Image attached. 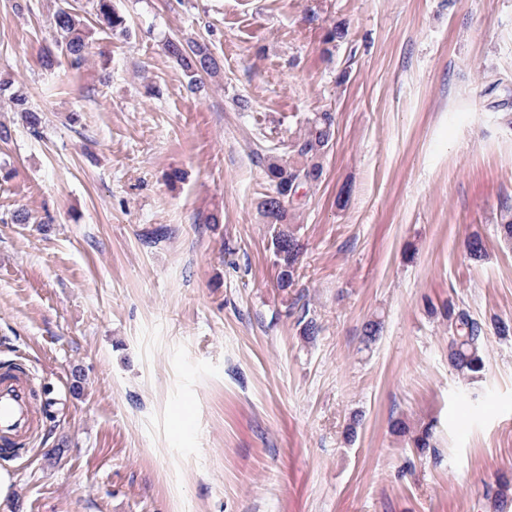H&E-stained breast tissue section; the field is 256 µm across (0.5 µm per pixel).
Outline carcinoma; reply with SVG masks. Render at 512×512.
I'll return each instance as SVG.
<instances>
[{"instance_id": "cac0c4a2", "label": "carcinoma", "mask_w": 512, "mask_h": 512, "mask_svg": "<svg viewBox=\"0 0 512 512\" xmlns=\"http://www.w3.org/2000/svg\"><path fill=\"white\" fill-rule=\"evenodd\" d=\"M91 14L97 23L115 35H124L128 30L126 18L113 6L112 0H89ZM55 30V48L45 52L39 58V64L46 71H53L59 66L61 58H66L73 66L84 63L92 49L90 32L84 18L61 4L53 16ZM164 49L184 75L189 87L197 86L202 75L217 77L221 66L207 44L197 41L183 42L169 39ZM13 82L0 80V97L6 95L15 111L24 119L29 131L37 135L41 124L39 112L32 108L26 93L12 90ZM336 117L332 112H316L306 119L303 133L300 134L294 149L297 160H286L279 156H269L266 160V174L270 181L271 192L264 195L258 209L265 223L276 225L271 245L278 273L277 288L283 295L293 287L297 278L301 244L290 224L288 206L297 195L303 183L318 181L323 174L324 157L335 135ZM443 317L448 321V363L461 376L469 377L484 369L483 351L489 329L499 336L512 334V322L496 318L492 326L472 317L464 309L449 303L443 308ZM383 326L378 318L365 322L361 330V342L369 348L378 340ZM393 431L402 436H409L416 452L422 456L436 455L433 444V425L427 424L413 431L402 420L393 423Z\"/></svg>"}]
</instances>
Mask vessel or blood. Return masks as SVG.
I'll return each instance as SVG.
<instances>
[{"mask_svg":"<svg viewBox=\"0 0 512 512\" xmlns=\"http://www.w3.org/2000/svg\"><path fill=\"white\" fill-rule=\"evenodd\" d=\"M43 420L28 374L0 367V459L15 457Z\"/></svg>","mask_w":512,"mask_h":512,"instance_id":"b4317fda","label":"vessel or blood"}]
</instances>
